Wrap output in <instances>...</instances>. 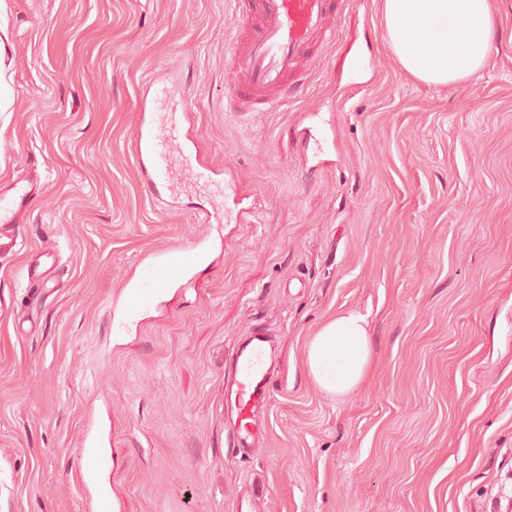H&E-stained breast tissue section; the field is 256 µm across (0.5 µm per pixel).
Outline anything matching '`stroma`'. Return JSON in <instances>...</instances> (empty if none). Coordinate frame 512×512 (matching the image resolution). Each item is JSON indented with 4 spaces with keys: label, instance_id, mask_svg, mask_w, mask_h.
I'll return each instance as SVG.
<instances>
[{
    "label": "stroma",
    "instance_id": "stroma-1",
    "mask_svg": "<svg viewBox=\"0 0 512 512\" xmlns=\"http://www.w3.org/2000/svg\"><path fill=\"white\" fill-rule=\"evenodd\" d=\"M243 22L238 0H0V191L44 181L0 256V512L105 491L112 512H488L512 491V43L479 79L429 85L384 48L380 0H341L298 93L232 112ZM352 48L373 65L352 73ZM164 72L247 223L191 185L146 194L130 141ZM206 233L192 287L113 335L141 262ZM345 310L373 363L336 399L303 353ZM254 329L276 376L241 454L224 388ZM92 435L108 461L83 490Z\"/></svg>",
    "mask_w": 512,
    "mask_h": 512
}]
</instances>
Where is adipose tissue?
Wrapping results in <instances>:
<instances>
[{
	"instance_id": "1",
	"label": "adipose tissue",
	"mask_w": 512,
	"mask_h": 512,
	"mask_svg": "<svg viewBox=\"0 0 512 512\" xmlns=\"http://www.w3.org/2000/svg\"><path fill=\"white\" fill-rule=\"evenodd\" d=\"M386 50L409 76L431 85L477 77L503 38L492 0H383ZM368 323L355 311L327 319L311 336L304 366L323 393L341 398L365 382Z\"/></svg>"
}]
</instances>
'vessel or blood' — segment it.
Returning <instances> with one entry per match:
<instances>
[{
	"instance_id": "b4317fda",
	"label": "vessel or blood",
	"mask_w": 512,
	"mask_h": 512,
	"mask_svg": "<svg viewBox=\"0 0 512 512\" xmlns=\"http://www.w3.org/2000/svg\"><path fill=\"white\" fill-rule=\"evenodd\" d=\"M251 32L243 47H230L229 61L237 75L225 96L237 112H265L296 93L305 79V64L316 44L331 40L329 21L336 0H253ZM148 112L142 113L133 141L140 178L152 196L174 200L184 183L202 189L223 204L226 222L249 219L252 208L232 180L200 163L198 147L184 130L186 103L176 82L155 80ZM39 176L29 174L0 192V251L12 250V230L22 223L32 200L41 192ZM207 239L152 254L136 279L125 282L119 302L120 318L112 333H125L146 308L160 306L168 288L186 287L192 272L206 256ZM270 342L254 332L236 354L234 378L226 389L237 417L231 428L233 445H251L253 412L271 396Z\"/></svg>"
}]
</instances>
